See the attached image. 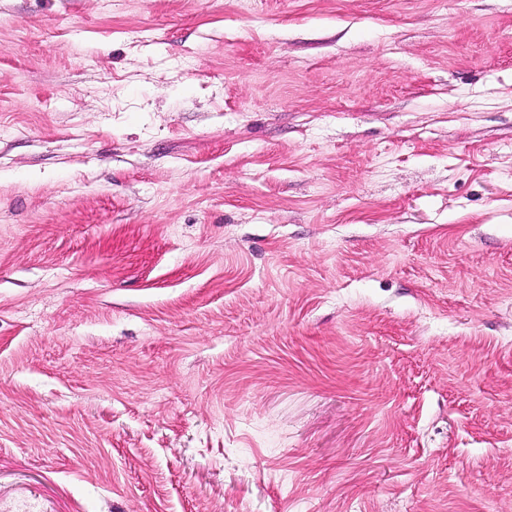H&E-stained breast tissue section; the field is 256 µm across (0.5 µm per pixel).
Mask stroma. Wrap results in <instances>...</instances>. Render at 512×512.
Masks as SVG:
<instances>
[{"mask_svg": "<svg viewBox=\"0 0 512 512\" xmlns=\"http://www.w3.org/2000/svg\"><path fill=\"white\" fill-rule=\"evenodd\" d=\"M512 512V0H0V512Z\"/></svg>", "mask_w": 512, "mask_h": 512, "instance_id": "1", "label": "stroma"}]
</instances>
